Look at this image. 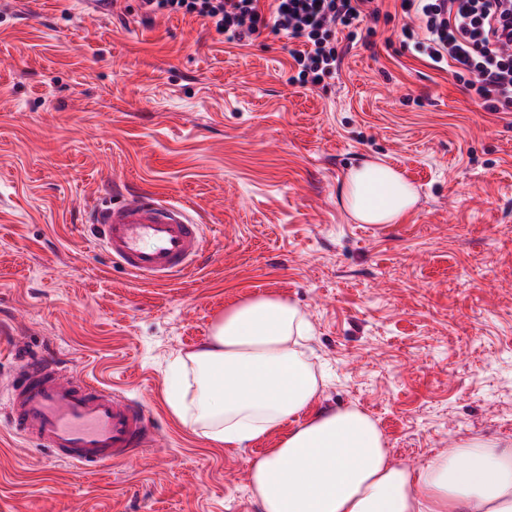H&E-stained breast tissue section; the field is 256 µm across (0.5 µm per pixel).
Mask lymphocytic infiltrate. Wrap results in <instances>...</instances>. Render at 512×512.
<instances>
[{
	"label": "lymphocytic infiltrate",
	"instance_id": "f902f5d3",
	"mask_svg": "<svg viewBox=\"0 0 512 512\" xmlns=\"http://www.w3.org/2000/svg\"><path fill=\"white\" fill-rule=\"evenodd\" d=\"M144 18L184 14L207 21L225 43L262 31L291 42V84L316 87L336 75V32L377 17V0H138ZM405 41L449 72L488 112H512V0H401Z\"/></svg>",
	"mask_w": 512,
	"mask_h": 512
}]
</instances>
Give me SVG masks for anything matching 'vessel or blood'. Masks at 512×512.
I'll return each mask as SVG.
<instances>
[{"label": "vessel or blood", "instance_id": "1", "mask_svg": "<svg viewBox=\"0 0 512 512\" xmlns=\"http://www.w3.org/2000/svg\"><path fill=\"white\" fill-rule=\"evenodd\" d=\"M93 213L99 245L135 278H176L202 250L203 226L187 206L155 194L102 199ZM0 419L56 460L88 470L134 460L157 437L143 404L47 360L27 364L0 395Z\"/></svg>", "mask_w": 512, "mask_h": 512}]
</instances>
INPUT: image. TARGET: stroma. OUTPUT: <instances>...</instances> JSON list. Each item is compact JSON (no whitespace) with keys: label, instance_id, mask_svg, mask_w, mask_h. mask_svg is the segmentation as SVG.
<instances>
[{"label":"stroma","instance_id":"1","mask_svg":"<svg viewBox=\"0 0 512 512\" xmlns=\"http://www.w3.org/2000/svg\"><path fill=\"white\" fill-rule=\"evenodd\" d=\"M338 35L326 87L289 85L286 39L225 44L192 16L105 20L74 0H0V390L22 360L126 390L162 440L94 474L0 423V512H260L241 448L183 426L171 365L260 293L310 321L321 406L354 405L395 461L512 442V113L403 43L400 0ZM383 161L418 191L394 224L340 202ZM190 205L196 269L135 279L89 217L105 190Z\"/></svg>","mask_w":512,"mask_h":512}]
</instances>
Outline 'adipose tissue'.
<instances>
[{
	"label": "adipose tissue",
	"instance_id": "adipose-tissue-1",
	"mask_svg": "<svg viewBox=\"0 0 512 512\" xmlns=\"http://www.w3.org/2000/svg\"><path fill=\"white\" fill-rule=\"evenodd\" d=\"M341 201L362 224H392L418 193L383 162L350 171ZM296 303L260 294L224 312L206 344L187 353L192 382L169 405L202 437L230 446L279 433L250 463L261 512H512V446L479 439L424 464L395 462L376 422L354 406L319 407Z\"/></svg>",
	"mask_w": 512,
	"mask_h": 512
}]
</instances>
